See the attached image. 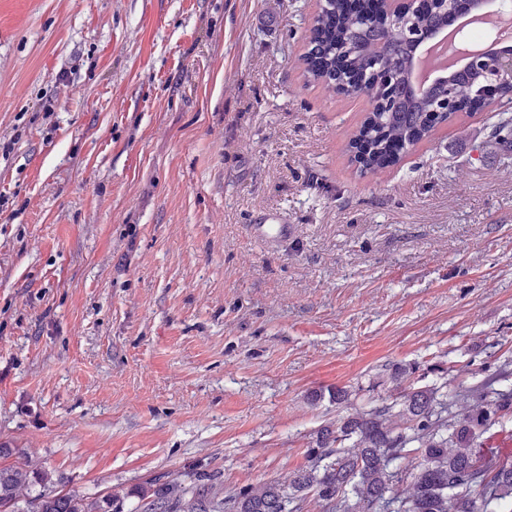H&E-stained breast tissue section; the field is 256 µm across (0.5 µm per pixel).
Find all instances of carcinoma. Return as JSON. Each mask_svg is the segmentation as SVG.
Instances as JSON below:
<instances>
[{
    "label": "carcinoma",
    "mask_w": 512,
    "mask_h": 512,
    "mask_svg": "<svg viewBox=\"0 0 512 512\" xmlns=\"http://www.w3.org/2000/svg\"><path fill=\"white\" fill-rule=\"evenodd\" d=\"M447 22L441 12L417 13L401 24L369 20L326 0L314 17L302 56L304 75L328 93L370 96L379 68L391 77L387 108L373 105L349 145H360L361 173L376 175L400 145L414 146L432 137L436 125L454 112L483 109L493 85L487 76L459 70L416 95L409 82L408 40L417 29L434 31ZM415 368H395L392 402L341 417L323 426L315 447L306 449V465L290 483L246 485L224 494L218 471L195 470L183 477L147 479L135 490L139 512H302L313 497L325 512H500L512 502V460L480 454L474 442L496 420L512 411V391L494 384L501 370L444 398L438 387H414ZM457 411H448V405ZM414 444L422 463L410 492L400 497L402 475L393 463ZM125 497L103 492L95 497L66 492L49 474L34 467L19 448L0 447V512H123Z\"/></svg>",
    "instance_id": "carcinoma-1"
}]
</instances>
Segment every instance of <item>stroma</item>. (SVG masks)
Masks as SVG:
<instances>
[{
	"label": "stroma",
	"mask_w": 512,
	"mask_h": 512,
	"mask_svg": "<svg viewBox=\"0 0 512 512\" xmlns=\"http://www.w3.org/2000/svg\"><path fill=\"white\" fill-rule=\"evenodd\" d=\"M315 0H0V440L93 496L288 482L396 366L512 388V150L396 165L305 82ZM266 214L287 241L258 239ZM345 388L349 401L329 393Z\"/></svg>",
	"instance_id": "obj_1"
}]
</instances>
